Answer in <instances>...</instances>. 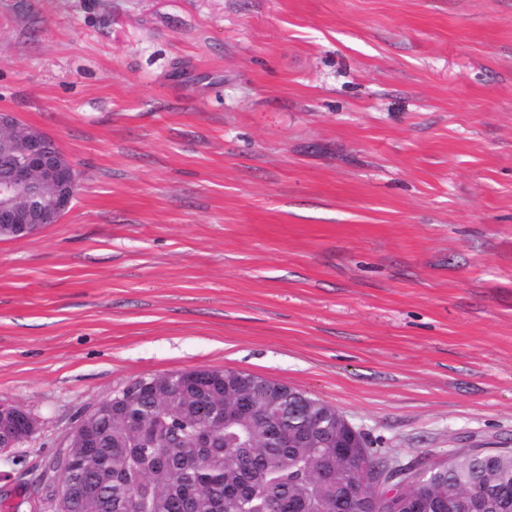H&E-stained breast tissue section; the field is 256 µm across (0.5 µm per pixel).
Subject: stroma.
<instances>
[{
	"instance_id": "1",
	"label": "stroma",
	"mask_w": 512,
	"mask_h": 512,
	"mask_svg": "<svg viewBox=\"0 0 512 512\" xmlns=\"http://www.w3.org/2000/svg\"><path fill=\"white\" fill-rule=\"evenodd\" d=\"M79 172L0 240V512L80 417L201 368L388 466L512 450V0H0V110ZM38 430L36 420L22 407L0 404V454H9Z\"/></svg>"
}]
</instances>
